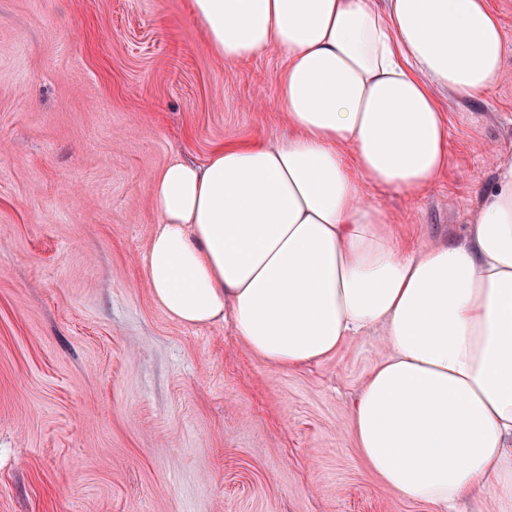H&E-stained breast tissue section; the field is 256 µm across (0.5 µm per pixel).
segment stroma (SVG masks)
Instances as JSON below:
<instances>
[{
	"instance_id": "1",
	"label": "stroma",
	"mask_w": 512,
	"mask_h": 512,
	"mask_svg": "<svg viewBox=\"0 0 512 512\" xmlns=\"http://www.w3.org/2000/svg\"><path fill=\"white\" fill-rule=\"evenodd\" d=\"M489 3L504 78L437 90L446 169L418 196L365 188L416 250L473 223L512 165V0ZM286 67L211 53L190 0H0V512H440L351 433L381 330L281 370L152 295L155 175L292 135Z\"/></svg>"
}]
</instances>
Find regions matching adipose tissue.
<instances>
[{
    "instance_id": "obj_1",
    "label": "adipose tissue",
    "mask_w": 512,
    "mask_h": 512,
    "mask_svg": "<svg viewBox=\"0 0 512 512\" xmlns=\"http://www.w3.org/2000/svg\"><path fill=\"white\" fill-rule=\"evenodd\" d=\"M228 61L284 54L280 144L237 143L155 177L146 255L157 304L231 320L282 369L374 326L382 360L351 410L368 468L401 498L512 512V166L464 236L397 240L364 182L418 195L448 161L435 88L488 93L506 45L486 0H190Z\"/></svg>"
}]
</instances>
